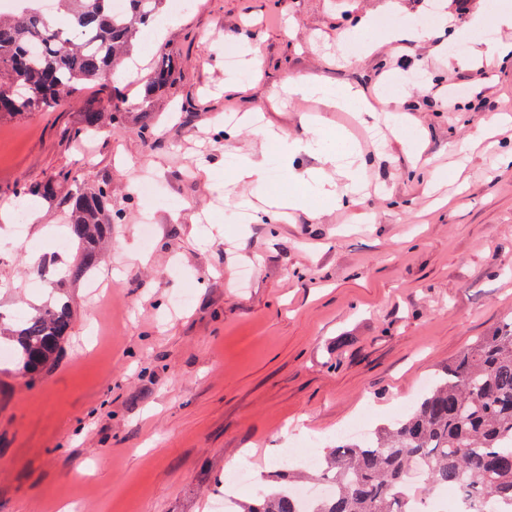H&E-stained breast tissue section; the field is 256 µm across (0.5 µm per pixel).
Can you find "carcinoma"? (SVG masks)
<instances>
[{
	"instance_id": "carcinoma-1",
	"label": "carcinoma",
	"mask_w": 512,
	"mask_h": 512,
	"mask_svg": "<svg viewBox=\"0 0 512 512\" xmlns=\"http://www.w3.org/2000/svg\"><path fill=\"white\" fill-rule=\"evenodd\" d=\"M163 0H56L65 13L58 23L27 0L23 9L0 16V116L49 112L80 86L112 82L104 114L84 113L83 133L117 118L125 96L117 86L124 60L137 34L156 20ZM169 60L159 59L138 103L149 129L151 93L173 82ZM78 181L71 173L25 186L23 195L51 192L58 180ZM109 190L80 187L71 194L70 235L78 243L74 275L96 262L101 244L112 237L106 219ZM72 324L71 305L56 302L36 310L11 330L7 340L23 373L35 376L53 358ZM426 465L416 495L438 488L469 487L479 499L491 494L512 503V318L448 363L408 416L367 434L343 437L322 458L321 472L335 486L303 510L289 486L260 490L244 512H411L400 500L406 475Z\"/></svg>"
}]
</instances>
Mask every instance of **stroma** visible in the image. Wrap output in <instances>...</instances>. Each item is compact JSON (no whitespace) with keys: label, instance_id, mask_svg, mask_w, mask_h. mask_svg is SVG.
I'll use <instances>...</instances> for the list:
<instances>
[{"label":"stroma","instance_id":"35a3bbf8","mask_svg":"<svg viewBox=\"0 0 512 512\" xmlns=\"http://www.w3.org/2000/svg\"><path fill=\"white\" fill-rule=\"evenodd\" d=\"M507 5L166 0L126 63L129 105L91 155L78 130L89 106L106 108L109 85L0 117V235L27 224L0 249V321L60 296L73 316L36 377L0 361V512H224L230 468L279 487L304 473L305 447L325 454L354 421L371 431L409 413L423 383L512 317V56L467 60L474 14L489 19L476 31L485 39ZM369 11L376 47L364 52L349 33ZM408 23L431 40L381 43ZM246 47L259 70L241 59ZM162 57L175 80L154 93L142 137L135 103ZM305 76L361 88L407 122L377 134L354 110L289 94ZM460 83L472 94L449 101ZM247 112L254 124L225 119ZM493 112L507 121L480 141ZM276 131L320 135L329 150L354 143L367 189L331 205L289 182ZM251 153L268 158L264 180L233 183ZM66 171L107 186L113 218L111 241L76 278V244L57 252L49 237L69 230L67 186L35 197L33 213L18 194ZM297 191L307 203L293 218L267 213L268 198ZM92 279L112 280L111 294L93 296ZM284 453L295 459L285 470Z\"/></svg>","mask_w":512,"mask_h":512}]
</instances>
